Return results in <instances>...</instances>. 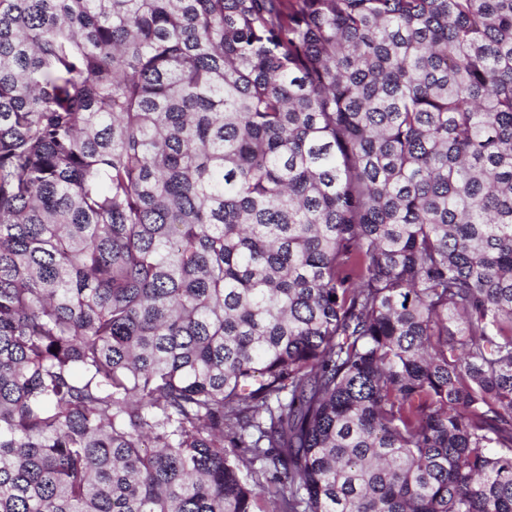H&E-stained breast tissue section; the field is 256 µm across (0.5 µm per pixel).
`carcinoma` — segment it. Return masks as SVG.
Wrapping results in <instances>:
<instances>
[{
	"label": "carcinoma",
	"instance_id": "1",
	"mask_svg": "<svg viewBox=\"0 0 512 512\" xmlns=\"http://www.w3.org/2000/svg\"><path fill=\"white\" fill-rule=\"evenodd\" d=\"M266 499L512 512V0H0V512Z\"/></svg>",
	"mask_w": 512,
	"mask_h": 512
}]
</instances>
